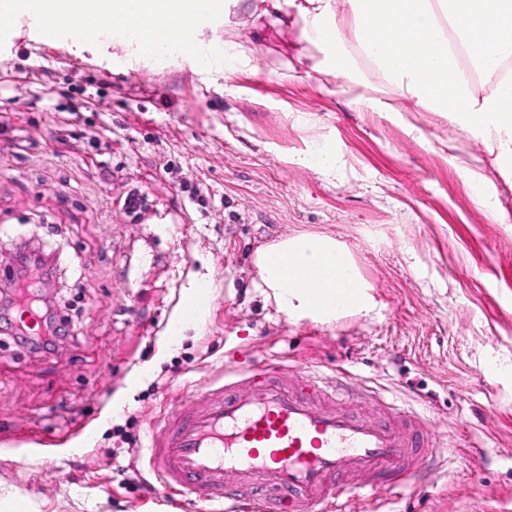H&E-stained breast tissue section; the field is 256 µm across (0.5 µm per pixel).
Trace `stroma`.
I'll return each instance as SVG.
<instances>
[{
  "label": "stroma",
  "mask_w": 512,
  "mask_h": 512,
  "mask_svg": "<svg viewBox=\"0 0 512 512\" xmlns=\"http://www.w3.org/2000/svg\"><path fill=\"white\" fill-rule=\"evenodd\" d=\"M213 26L243 47L223 73L60 37L0 50V281L15 241L55 256L72 326L50 353L0 336V491L39 512H211L157 494L148 426L225 366L275 358L345 371L448 436L449 474L344 512H512V171L493 137L361 108L365 58L324 75L329 50L237 0ZM322 149L336 178L302 163ZM296 234L349 253L366 309L277 312L252 259ZM200 279L214 303L182 321Z\"/></svg>",
  "instance_id": "1"
}]
</instances>
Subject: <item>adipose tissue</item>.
I'll use <instances>...</instances> for the list:
<instances>
[{
  "mask_svg": "<svg viewBox=\"0 0 512 512\" xmlns=\"http://www.w3.org/2000/svg\"><path fill=\"white\" fill-rule=\"evenodd\" d=\"M263 16L274 23L295 21L306 39L341 54L354 45L372 64L380 84L399 90V98L360 96L378 112L402 111L410 100L428 112L452 114L472 132L496 134L494 165L512 170V0H259ZM51 19L76 47L95 50L104 31L123 25L135 33L178 34L183 52L209 69L224 66L233 32L211 34L210 21L223 15L225 0H112L102 14L98 0H0V12ZM302 255L308 267L335 264L342 249L332 237L298 234L258 248L254 265L258 285L284 316L302 312L334 319L338 311L366 306L364 288H347L356 279L353 264L342 282L319 289L293 279L282 259Z\"/></svg>",
  "mask_w": 512,
  "mask_h": 512,
  "instance_id": "adipose-tissue-1",
  "label": "adipose tissue"
}]
</instances>
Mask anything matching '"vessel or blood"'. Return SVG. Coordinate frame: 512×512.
<instances>
[{
  "mask_svg": "<svg viewBox=\"0 0 512 512\" xmlns=\"http://www.w3.org/2000/svg\"><path fill=\"white\" fill-rule=\"evenodd\" d=\"M247 380L191 391L150 431L161 489L224 512H330L346 492L414 490L448 445L418 413L392 401L376 411L369 390L352 406L309 369L264 363Z\"/></svg>",
  "mask_w": 512,
  "mask_h": 512,
  "instance_id": "1",
  "label": "vessel or blood"
}]
</instances>
